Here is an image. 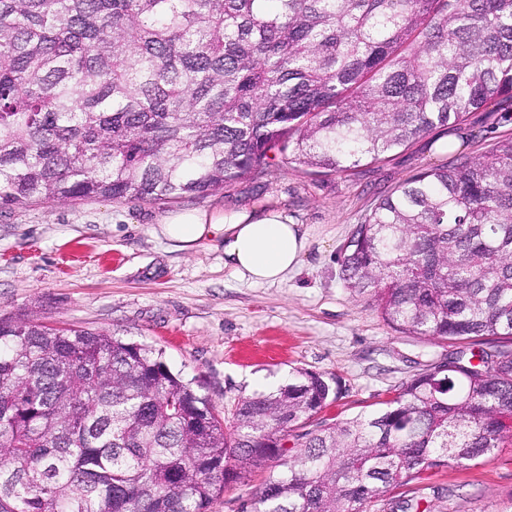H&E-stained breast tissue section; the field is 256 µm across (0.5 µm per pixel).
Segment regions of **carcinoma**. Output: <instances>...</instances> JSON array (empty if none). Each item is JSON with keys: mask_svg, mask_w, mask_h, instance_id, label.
I'll list each match as a JSON object with an SVG mask.
<instances>
[{"mask_svg": "<svg viewBox=\"0 0 512 512\" xmlns=\"http://www.w3.org/2000/svg\"><path fill=\"white\" fill-rule=\"evenodd\" d=\"M512 114V0H0V208L205 196L341 174L472 112ZM342 279L392 328L462 347L367 416L317 423L295 370L219 416L162 352L0 318V512H369L512 441V138L376 202ZM268 471L267 468L256 469L247 479L231 484L224 495L213 502L208 512H242V506H249Z\"/></svg>", "mask_w": 512, "mask_h": 512, "instance_id": "cac0c4a2", "label": "carcinoma"}]
</instances>
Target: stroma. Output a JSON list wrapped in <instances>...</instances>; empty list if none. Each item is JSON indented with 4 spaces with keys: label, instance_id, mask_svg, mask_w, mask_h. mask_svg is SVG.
I'll use <instances>...</instances> for the list:
<instances>
[{
    "label": "stroma",
    "instance_id": "obj_1",
    "mask_svg": "<svg viewBox=\"0 0 512 512\" xmlns=\"http://www.w3.org/2000/svg\"><path fill=\"white\" fill-rule=\"evenodd\" d=\"M451 135L432 130L340 175L282 169L178 201L181 209L281 210L302 225V265L276 284H251L226 267L222 245L175 248L156 232L163 204L90 199L0 209V317L161 348L170 369L220 408L302 368L340 382L322 418L377 410L457 345L387 325L375 302L345 288L341 247L381 196L447 163ZM413 497L427 512H512V442L467 467L430 469L385 500Z\"/></svg>",
    "mask_w": 512,
    "mask_h": 512
}]
</instances>
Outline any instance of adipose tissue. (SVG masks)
<instances>
[{"label": "adipose tissue", "instance_id": "obj_1", "mask_svg": "<svg viewBox=\"0 0 512 512\" xmlns=\"http://www.w3.org/2000/svg\"><path fill=\"white\" fill-rule=\"evenodd\" d=\"M158 228L185 250L223 243L225 265L257 284L276 283L295 272L307 248L300 225L274 210L261 215L246 210L170 212Z\"/></svg>", "mask_w": 512, "mask_h": 512}]
</instances>
